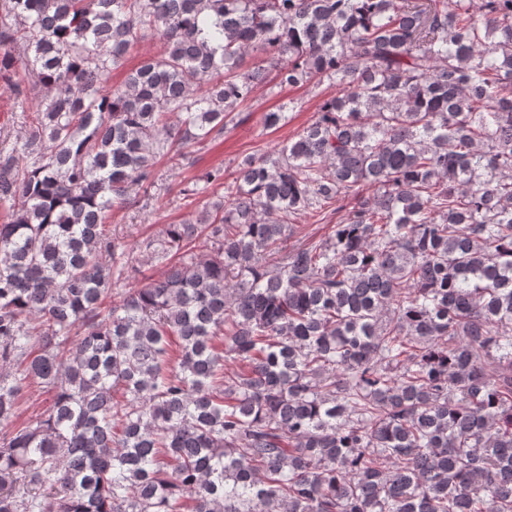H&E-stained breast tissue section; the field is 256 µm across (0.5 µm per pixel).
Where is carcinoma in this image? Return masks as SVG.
I'll return each instance as SVG.
<instances>
[{"mask_svg":"<svg viewBox=\"0 0 512 512\" xmlns=\"http://www.w3.org/2000/svg\"><path fill=\"white\" fill-rule=\"evenodd\" d=\"M21 39L45 94L0 149V512H512V0H0V72ZM270 76L337 92L184 189L213 200L112 302L107 212ZM163 53V44L157 36L146 34L138 39L130 49L123 64L112 69L106 81L103 83L105 89L112 90L123 85L126 75L130 69L147 57L158 58ZM322 221L310 217L309 214L299 215L293 223L294 235L290 239V243L296 240H314L317 241L325 236L328 232L327 226Z\"/></svg>","mask_w":512,"mask_h":512,"instance_id":"obj_1","label":"carcinoma"}]
</instances>
